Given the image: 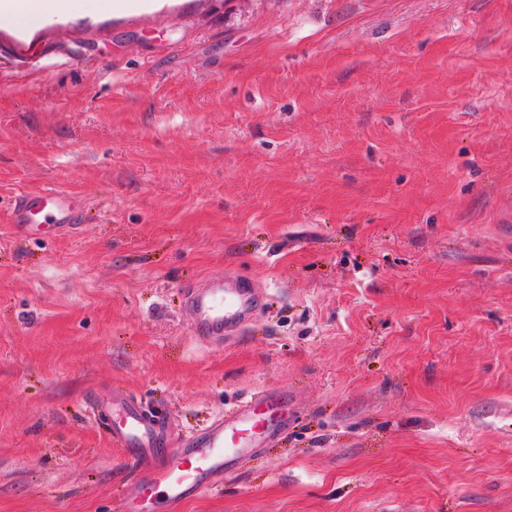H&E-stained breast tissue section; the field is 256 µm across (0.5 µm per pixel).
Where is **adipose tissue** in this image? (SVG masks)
<instances>
[{
	"mask_svg": "<svg viewBox=\"0 0 512 512\" xmlns=\"http://www.w3.org/2000/svg\"><path fill=\"white\" fill-rule=\"evenodd\" d=\"M123 0H0V17H7L20 28L37 25L43 17L84 15L89 5L110 14L119 10Z\"/></svg>",
	"mask_w": 512,
	"mask_h": 512,
	"instance_id": "adipose-tissue-1",
	"label": "adipose tissue"
}]
</instances>
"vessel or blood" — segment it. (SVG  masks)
Wrapping results in <instances>:
<instances>
[{"instance_id":"vessel-or-blood-1","label":"vessel or blood","mask_w":512,"mask_h":512,"mask_svg":"<svg viewBox=\"0 0 512 512\" xmlns=\"http://www.w3.org/2000/svg\"><path fill=\"white\" fill-rule=\"evenodd\" d=\"M78 216L74 198L54 189L21 194L13 206L15 224L24 227L40 219L66 228L76 224ZM185 306L195 317L196 336L216 342L250 321L261 298L251 281L228 275L188 289ZM279 401L273 393L253 394L174 441L163 422L145 413L136 400L114 395L101 413L112 424V443L138 464L134 485L118 512H162L163 507L216 488L225 469L249 451L257 431L268 425L267 408Z\"/></svg>"}]
</instances>
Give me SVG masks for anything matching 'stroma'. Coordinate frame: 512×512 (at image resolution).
<instances>
[{
	"instance_id": "35a3bbf8",
	"label": "stroma",
	"mask_w": 512,
	"mask_h": 512,
	"mask_svg": "<svg viewBox=\"0 0 512 512\" xmlns=\"http://www.w3.org/2000/svg\"><path fill=\"white\" fill-rule=\"evenodd\" d=\"M54 188L79 224L20 231ZM256 317L200 344L189 285ZM282 426L175 512H512V0L0 18V512H114L93 400ZM13 224L27 227L38 221L43 215V223L55 224L58 228L72 227L77 224L79 207L75 199L55 189L21 194L13 206Z\"/></svg>"
}]
</instances>
